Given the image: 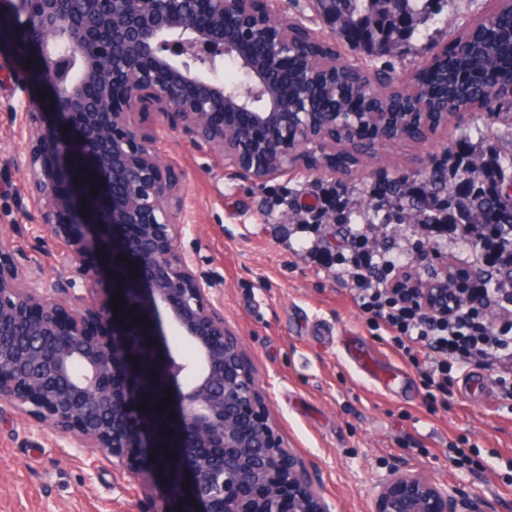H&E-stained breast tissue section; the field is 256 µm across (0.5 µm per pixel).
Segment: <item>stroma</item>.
Masks as SVG:
<instances>
[{
	"label": "stroma",
	"mask_w": 512,
	"mask_h": 512,
	"mask_svg": "<svg viewBox=\"0 0 512 512\" xmlns=\"http://www.w3.org/2000/svg\"><path fill=\"white\" fill-rule=\"evenodd\" d=\"M490 6V0H440L429 29L376 60V67L404 82ZM17 70L13 47L1 44L0 243L48 287L60 274L59 245L20 208L22 180L12 161L26 151L28 133L20 116L3 108L7 101L33 110L43 103L37 85L18 80ZM462 139L469 149L480 145L469 125L451 119L427 142L402 140L357 157L343 182L352 223L376 228L380 240L393 243L394 255L416 269L468 259L472 245L463 238L437 245L428 256L416 222L371 192L376 183L413 177L422 159L447 158ZM157 147L188 202L181 246L200 268L218 274L224 321L241 337L282 437L332 512H373L370 488L393 468L482 498L487 512H512V411L491 371L470 365L451 372L447 405H430L423 376L384 331L368 326L342 274L302 259V250L328 238L335 225L304 233L280 223L285 200L316 195L329 178L311 176L301 165L256 187L225 171L220 155L166 135ZM349 345L394 375L390 390L359 372L345 353ZM466 373L482 382L481 390L465 391ZM462 441L468 460L449 464V447ZM166 499V483L148 467L97 463L90 451L69 447L50 430L30 429L16 408L0 404V512H164Z\"/></svg>",
	"instance_id": "35a3bbf8"
}]
</instances>
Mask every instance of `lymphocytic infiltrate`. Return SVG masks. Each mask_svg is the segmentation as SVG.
Here are the masks:
<instances>
[{
	"label": "lymphocytic infiltrate",
	"mask_w": 512,
	"mask_h": 512,
	"mask_svg": "<svg viewBox=\"0 0 512 512\" xmlns=\"http://www.w3.org/2000/svg\"><path fill=\"white\" fill-rule=\"evenodd\" d=\"M376 193L396 206L405 201L422 204L429 221L421 225V235L437 244L468 238L473 247L471 260L449 264L445 279L438 275L429 282L415 278L411 266L391 258L390 245L371 238L369 226L345 221L350 199L338 186L323 188L320 207L342 214L344 246L336 250L311 247L306 249L305 259L322 268H339L348 277L361 311L382 325L400 354L411 362H422L432 401L447 402L449 373L454 366L470 362L494 372L503 399L512 401V294H505V284L497 277L502 249L512 241V226L490 220L446 223L439 214L440 197L423 183L404 180L394 189L384 182ZM473 266L482 271V278L470 287H457L456 273ZM431 282L438 285L436 301L442 307L435 317L427 316L420 304ZM491 303L502 315L493 332L482 318L483 308Z\"/></svg>",
	"instance_id": "f902f5d3"
}]
</instances>
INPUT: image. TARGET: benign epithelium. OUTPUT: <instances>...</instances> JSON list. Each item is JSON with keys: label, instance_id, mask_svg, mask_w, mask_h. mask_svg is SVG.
<instances>
[{"label": "benign epithelium", "instance_id": "7a95c632", "mask_svg": "<svg viewBox=\"0 0 512 512\" xmlns=\"http://www.w3.org/2000/svg\"><path fill=\"white\" fill-rule=\"evenodd\" d=\"M6 3L0 42L21 39L29 51L18 52L20 62L33 57L50 89L42 110L4 105L22 114L30 135L15 166L27 205L67 250L57 258L61 275L44 288L0 245V403L100 463L129 458L135 437L150 435L158 454L145 463L189 476L195 505L183 496L178 512H330L271 419L240 338L224 325L215 275L180 246L186 197L158 151V131L138 115L156 113L160 126L224 156V169L255 186L301 161L346 180L351 166L320 162L338 137L376 147L406 128L423 133L440 116L470 119L464 109L448 112V86L512 71V28L500 26L493 7L457 42V67L448 68V48L437 50L401 91L409 108L376 112L368 124L369 107L397 91L396 81L385 69H367L353 84L336 79L335 38L348 16L332 0H303L291 18L283 0ZM490 42L498 54L487 63ZM506 108L512 85L497 84L484 117ZM49 113L64 118L50 140L42 133ZM103 279L135 313L115 315L112 302L95 298ZM161 310L193 346L192 359L157 343ZM148 373L164 390L177 386L174 418L168 404L156 411L155 390L141 382ZM143 402L148 409H137ZM374 488V512H484L483 500L422 473L394 469Z\"/></svg>", "mask_w": 512, "mask_h": 512}]
</instances>
